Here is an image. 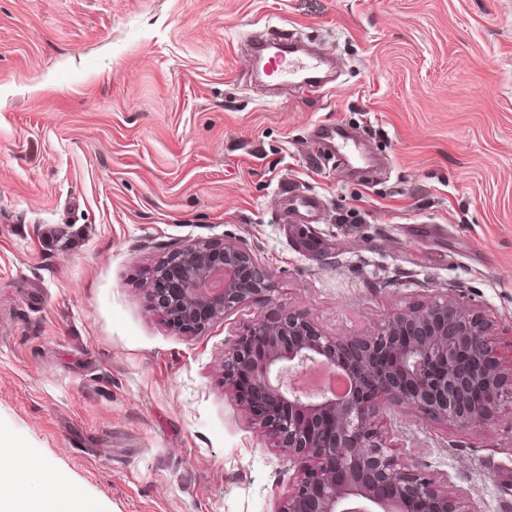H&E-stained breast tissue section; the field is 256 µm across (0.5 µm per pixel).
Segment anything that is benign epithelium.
<instances>
[{
	"mask_svg": "<svg viewBox=\"0 0 512 512\" xmlns=\"http://www.w3.org/2000/svg\"><path fill=\"white\" fill-rule=\"evenodd\" d=\"M273 279L250 249L199 240L157 266L150 299L191 333L270 297ZM491 329L448 296L395 312L362 336L329 335L291 309L251 322L224 349V385L289 462L304 464L277 512H468L462 493L401 466L375 418L404 407L445 425L483 423L512 398ZM316 365L343 375L346 391L294 385Z\"/></svg>",
	"mask_w": 512,
	"mask_h": 512,
	"instance_id": "7a95c632",
	"label": "benign epithelium"
}]
</instances>
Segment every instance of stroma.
I'll list each match as a JSON object with an SVG mask.
<instances>
[{"mask_svg":"<svg viewBox=\"0 0 512 512\" xmlns=\"http://www.w3.org/2000/svg\"><path fill=\"white\" fill-rule=\"evenodd\" d=\"M268 23L334 82L259 81L240 39ZM318 125L385 166L324 163ZM306 196L317 222L285 221ZM199 239L251 249L275 290L178 334L152 270ZM445 295L511 372L512 0H0V434L23 486L95 512H275L300 468L225 389V348L283 309L358 336ZM377 423L470 512H512V401L470 429Z\"/></svg>","mask_w":512,"mask_h":512,"instance_id":"stroma-1","label":"stroma"}]
</instances>
